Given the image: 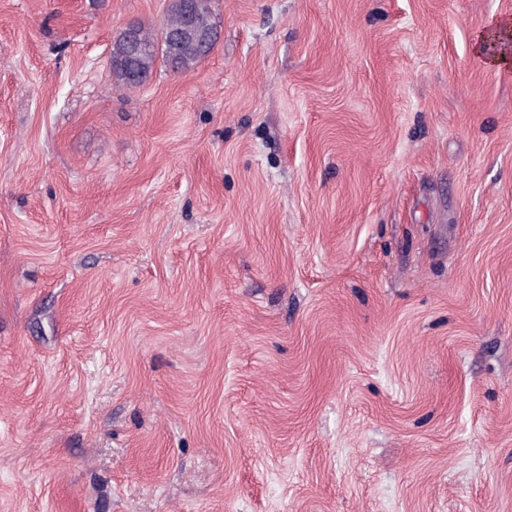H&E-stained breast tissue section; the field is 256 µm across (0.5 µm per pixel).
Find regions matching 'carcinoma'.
I'll return each mask as SVG.
<instances>
[{"mask_svg":"<svg viewBox=\"0 0 512 512\" xmlns=\"http://www.w3.org/2000/svg\"><path fill=\"white\" fill-rule=\"evenodd\" d=\"M212 8V0H169L167 18L163 27L181 29L192 16L204 17ZM213 50V45L202 44L198 34L186 32L175 47L158 42V36L142 29L141 46L134 49L119 36L112 45L110 68L116 83L125 87H136L145 83L155 65L160 63L176 71H187L204 60Z\"/></svg>","mask_w":512,"mask_h":512,"instance_id":"obj_1","label":"carcinoma"}]
</instances>
